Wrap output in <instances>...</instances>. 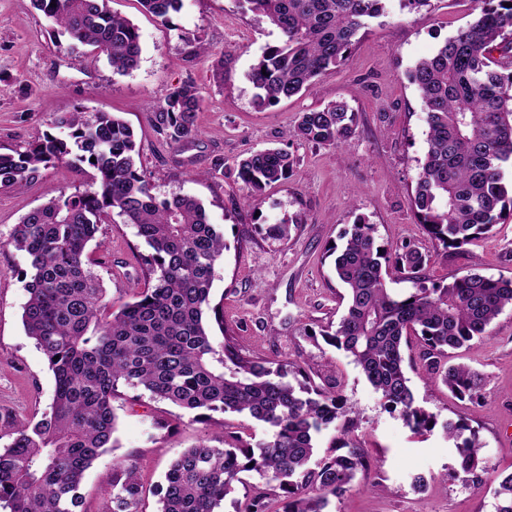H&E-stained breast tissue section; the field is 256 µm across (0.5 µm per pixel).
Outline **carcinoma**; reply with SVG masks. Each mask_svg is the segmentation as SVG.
Here are the masks:
<instances>
[{
	"instance_id": "carcinoma-1",
	"label": "carcinoma",
	"mask_w": 512,
	"mask_h": 512,
	"mask_svg": "<svg viewBox=\"0 0 512 512\" xmlns=\"http://www.w3.org/2000/svg\"><path fill=\"white\" fill-rule=\"evenodd\" d=\"M108 2L33 0L74 44L91 47L114 72L126 74L138 67L140 34ZM138 2L163 25L182 8V0ZM235 2L280 35L250 73L259 109L339 67L368 22L385 11V0ZM473 2L477 18L410 72L428 127L410 203L430 238L445 248H458L512 216L503 182L504 167L512 164V0ZM200 109L194 83L174 87L159 106L160 134L176 147L193 139ZM56 126L68 129L67 138L46 133L22 149L0 152L1 190L20 189L42 170L76 161L95 170L84 190L62 191L25 214L9 241L31 258L23 325L54 375L55 393L36 422L0 417V504L9 512H84L85 472L114 447L113 402L126 388L195 421L234 413L272 430L270 440L253 446L241 436L244 425L219 422L218 445L202 442L172 461L156 488L157 512H217L251 472L263 484L251 485L242 512H330L332 500L371 467L356 441L339 445L333 438L325 455L315 457L324 432L346 435L356 425L340 386L321 387L297 362L248 356L231 336L215 339L212 324L224 329V306L212 303L211 290L224 260V235L196 197L153 192L125 121L110 112H73ZM356 128V112L336 100L302 113L295 137L336 147ZM295 166L288 151L266 148L238 161L237 178L255 198L288 180ZM116 216L150 249L141 256L143 287L125 302L107 297L94 269L98 261L87 251L100 225ZM342 240L329 252L347 292L346 310L319 335L352 359L413 434H431L437 415L414 405L404 348L416 341L426 378L462 401L478 398L482 375L448 359L483 341L494 320L512 308V278L470 272L429 284V255L409 245L390 251L363 217ZM393 274L411 288L393 293L387 287ZM442 431L458 453L455 476L480 488L490 462L479 430L460 417L442 424ZM493 494L495 512H512V472ZM143 498L135 462L113 461L102 512H143Z\"/></svg>"
}]
</instances>
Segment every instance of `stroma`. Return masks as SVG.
<instances>
[{"label":"stroma","mask_w":512,"mask_h":512,"mask_svg":"<svg viewBox=\"0 0 512 512\" xmlns=\"http://www.w3.org/2000/svg\"><path fill=\"white\" fill-rule=\"evenodd\" d=\"M109 6L140 33L139 65L125 75L113 73L105 56L73 46L31 0H0V149L55 132V120L70 112L120 116L135 133L155 193L197 197L224 234L212 299L224 304L228 334L247 354L301 361L321 385L337 377L359 410L354 435L373 465L350 492L333 500L332 512H494L493 489L512 472V309L498 316L478 348L459 353V361L485 379L478 400L459 401L440 383L427 381L417 349L405 353L416 404L439 421L462 417L478 428L491 463L478 489L455 478L458 454L442 432L414 436L398 413L385 409L350 358L312 337L337 323L345 309L327 249L359 216L376 224L382 242L396 248L411 243L427 252L430 279L449 281L470 271L512 277V218L461 248L446 249L431 240L409 202L428 132L409 74L477 17L472 0H432L431 9L420 13L386 0L385 15L360 34L341 66L264 110L253 105L249 74L279 34L241 13L234 0H183L167 26L138 0H109ZM185 81L197 85L203 100L200 134L175 147L160 135L154 114L170 89ZM341 98L358 113L346 145L318 147L294 137L300 113ZM268 147L288 150L295 172L253 204L237 180L236 163ZM218 162L222 170L208 177ZM83 181L76 170L59 166L21 190H0V237L8 238L30 210ZM297 215L304 222L288 237L273 233L274 225ZM96 241L102 262L97 272L108 296L128 299L148 247L133 226L122 223L102 225ZM28 270L25 253L0 249V413L37 419L52 401L55 380L22 323ZM113 406L117 443L87 471L84 508L100 512L113 459L129 458L146 490L143 512H157L153 490L169 462L217 428L146 396L128 395ZM157 417L165 419V428L154 427ZM418 474L427 479L420 491L412 486ZM369 481L379 483V491L365 490Z\"/></svg>","instance_id":"obj_1"}]
</instances>
